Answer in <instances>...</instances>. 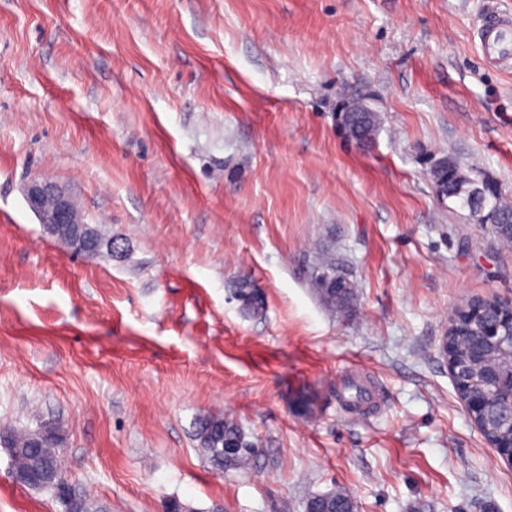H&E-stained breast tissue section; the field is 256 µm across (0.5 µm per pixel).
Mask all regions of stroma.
<instances>
[{"instance_id":"1","label":"stroma","mask_w":512,"mask_h":512,"mask_svg":"<svg viewBox=\"0 0 512 512\" xmlns=\"http://www.w3.org/2000/svg\"><path fill=\"white\" fill-rule=\"evenodd\" d=\"M492 7L512 0H0V430L59 421L93 512H305L338 489L358 512H512L442 351L454 307L512 301V248L433 178L450 158L512 202ZM353 102L377 115L363 145ZM35 177L114 255L47 236ZM328 253L347 317L313 286ZM355 367L363 417L337 397ZM203 415L257 443L249 470H212ZM56 509L0 448V512Z\"/></svg>"}]
</instances>
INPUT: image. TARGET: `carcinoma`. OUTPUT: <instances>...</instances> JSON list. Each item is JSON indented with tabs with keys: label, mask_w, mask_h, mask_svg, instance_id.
<instances>
[{
	"label": "carcinoma",
	"mask_w": 512,
	"mask_h": 512,
	"mask_svg": "<svg viewBox=\"0 0 512 512\" xmlns=\"http://www.w3.org/2000/svg\"><path fill=\"white\" fill-rule=\"evenodd\" d=\"M374 128V113L354 112L350 115L347 130L354 140L360 143L368 141ZM436 183L443 197L468 209L480 220L494 222L500 241L512 245V204L505 201L501 193L472 181L453 160L444 161L437 167ZM314 287L323 305L329 310L340 314L349 312L355 288L353 282H345L342 288H328L316 281ZM238 300L247 314H262L263 300L248 284L239 288ZM452 342L458 347L463 361L467 360L472 349L484 347L481 330L474 323L452 339ZM33 436L32 430L15 433V447L19 448L16 466L22 472L31 470L42 459L53 457L52 442L47 440L41 447L34 448L31 446ZM195 437L210 465L219 473L248 468L257 452V444L247 438L244 430L235 421L221 416L197 419ZM306 512H356V504L349 493L336 490L310 497Z\"/></svg>",
	"instance_id": "carcinoma-1"
}]
</instances>
